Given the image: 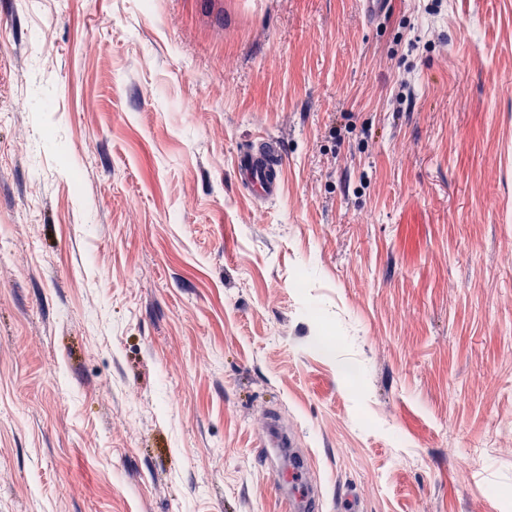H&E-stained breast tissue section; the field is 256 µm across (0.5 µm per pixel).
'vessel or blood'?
<instances>
[{
  "label": "vessel or blood",
  "mask_w": 512,
  "mask_h": 512,
  "mask_svg": "<svg viewBox=\"0 0 512 512\" xmlns=\"http://www.w3.org/2000/svg\"><path fill=\"white\" fill-rule=\"evenodd\" d=\"M238 183L263 200L276 197L282 184L280 147L276 141L261 138L252 147L240 151L234 167ZM266 444L278 448H292L297 444L293 430L277 423H269ZM307 464L295 463L287 474L278 476L277 487L287 500L291 512H318L320 493L308 481Z\"/></svg>",
  "instance_id": "1"
}]
</instances>
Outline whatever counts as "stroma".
Here are the masks:
<instances>
[{
    "label": "stroma",
    "instance_id": "stroma-1",
    "mask_svg": "<svg viewBox=\"0 0 512 512\" xmlns=\"http://www.w3.org/2000/svg\"><path fill=\"white\" fill-rule=\"evenodd\" d=\"M272 412L512 512V0H0V512H289ZM234 174L238 183L258 198L273 199L282 184L279 144L259 137L250 149L237 154Z\"/></svg>",
    "mask_w": 512,
    "mask_h": 512
}]
</instances>
